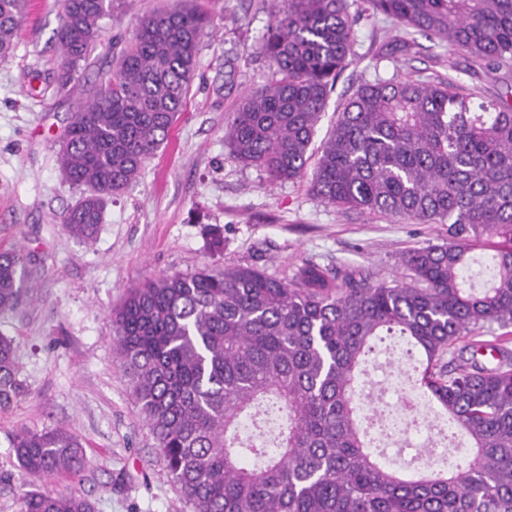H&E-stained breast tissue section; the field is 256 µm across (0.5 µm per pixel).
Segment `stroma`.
Instances as JSON below:
<instances>
[{"mask_svg": "<svg viewBox=\"0 0 512 512\" xmlns=\"http://www.w3.org/2000/svg\"><path fill=\"white\" fill-rule=\"evenodd\" d=\"M170 0H115L100 43L71 84L50 83L61 0H28L13 53L0 58V249L28 257L32 290L0 318L14 338L24 393L0 413V512H19L37 488L74 491L97 512H191L166 478L155 441L112 348L110 313L128 288L162 273L254 266L291 277L311 262L357 267L373 282L409 278L403 255L448 239L444 224L344 211L318 200L307 180L269 184L228 156L224 127L245 95L273 77L263 35L281 0H198L210 24L200 39L186 105L140 180L108 203L95 242L71 237L61 217L80 196L62 184L58 141L85 93L131 38L137 20ZM349 61L317 127L321 146L361 84L405 76L445 81L473 102L512 96V64L489 65L347 0ZM63 427L90 461L83 477L37 479L18 465L15 429Z\"/></svg>", "mask_w": 512, "mask_h": 512, "instance_id": "stroma-1", "label": "stroma"}]
</instances>
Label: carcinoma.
I'll list each match as a JSON object with an SVG mask.
<instances>
[{"label":"carcinoma","mask_w":512,"mask_h":512,"mask_svg":"<svg viewBox=\"0 0 512 512\" xmlns=\"http://www.w3.org/2000/svg\"><path fill=\"white\" fill-rule=\"evenodd\" d=\"M402 25L471 57L512 60V0H368ZM113 0H63L52 82L73 79ZM23 0H0V57ZM209 24L192 0L142 16L113 67L67 126L63 183L83 189L65 230L96 240L108 199L167 140ZM346 0H284L264 38L276 79L246 95L224 143L271 182L306 174L316 126L351 50ZM343 210L448 225V241L403 256L411 281L373 284L355 268L307 264L287 280L251 266L159 274L112 310V346L163 460L192 512H512V351L479 340L512 325V100L473 104L451 82L377 79L350 96L310 179ZM493 251L492 285L465 287L469 254ZM26 256L0 249V316L30 291ZM420 356L436 413L464 430V468L385 467L365 446L359 367L382 336ZM24 392L13 338L0 333V412ZM20 467L42 478L89 464L64 428L17 429ZM254 458L243 463V456ZM20 512H96L76 493L30 491Z\"/></svg>","instance_id":"obj_1"}]
</instances>
